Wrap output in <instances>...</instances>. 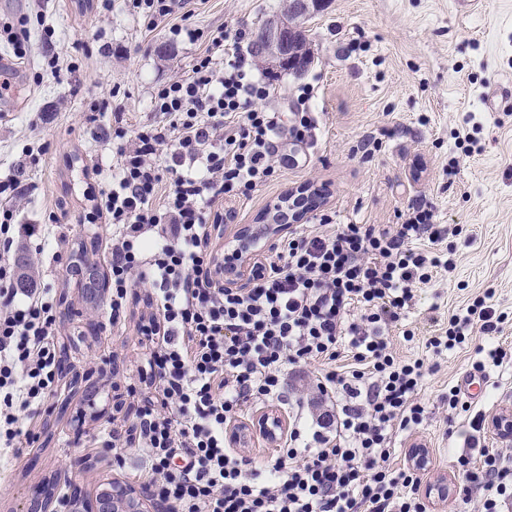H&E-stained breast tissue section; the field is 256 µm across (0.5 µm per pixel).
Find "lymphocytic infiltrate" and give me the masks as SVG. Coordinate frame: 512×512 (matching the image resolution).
Instances as JSON below:
<instances>
[{
    "label": "lymphocytic infiltrate",
    "mask_w": 512,
    "mask_h": 512,
    "mask_svg": "<svg viewBox=\"0 0 512 512\" xmlns=\"http://www.w3.org/2000/svg\"><path fill=\"white\" fill-rule=\"evenodd\" d=\"M168 32L206 49L187 75L156 89L159 122L131 136L115 112L116 173L86 215L112 227L104 246L110 325L125 327L141 284L155 325L145 335L136 420L104 428V447L144 455L145 486L163 512H427L415 495L421 465L388 464L394 435L424 419L427 370L394 356L389 332L413 306L416 286L451 267L434 208L409 204L391 228L337 226L321 214L323 231L289 230L249 287H225L210 228L223 223L226 204L250 198L287 166L282 131L301 143L314 136L312 89L298 87L282 121L266 105L272 85L243 47L245 30L174 24ZM22 192L17 179L0 181V447L16 453L30 441L26 419L58 384L56 291L16 287L9 255L46 234L17 223L12 202ZM503 321L478 299L427 344L451 350L472 330L500 333ZM344 351L354 364L342 369ZM311 363L320 366L326 411L295 417L275 456H241L232 420L247 403L281 400L289 369ZM458 464L481 492L479 512L512 501V458L487 452Z\"/></svg>",
    "instance_id": "obj_1"
}]
</instances>
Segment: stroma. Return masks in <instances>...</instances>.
Listing matches in <instances>:
<instances>
[{
    "instance_id": "35a3bbf8",
    "label": "stroma",
    "mask_w": 512,
    "mask_h": 512,
    "mask_svg": "<svg viewBox=\"0 0 512 512\" xmlns=\"http://www.w3.org/2000/svg\"><path fill=\"white\" fill-rule=\"evenodd\" d=\"M192 9L191 27L206 31L232 22L252 37L284 2L194 0ZM22 16L32 19L31 55L11 69L14 95L0 98V180L13 176L27 189L16 204L20 223H53L71 244H84L87 262L103 276L107 226L81 217L101 180L112 175V111L122 107L134 127L159 121L152 107L156 86L187 74L198 47L186 40L170 46L167 24L146 30L126 0H112L111 10L98 16L80 0H0V25ZM305 27L313 61L300 74L276 71L268 104L289 115L295 89L312 86L316 136L300 144L283 133L279 150L295 155L297 164L232 205V222L213 228L211 240L223 248L236 225L254 224L271 201L302 184L326 185L322 210L335 213L340 224H394L409 204L423 200L440 224L460 228L452 239L451 270L417 288L410 313L390 332L397 356L433 367L420 393L425 419L412 433L397 434L390 464L406 465L411 448H427L422 483L444 477L450 488L447 500L428 505V512H477L479 493L466 491L458 455L486 448L512 456V446L494 429L473 425L477 415L490 419L512 410V358L496 366L481 356L497 345L512 346V108L493 111L485 101L495 85L512 82V0H485L464 16L455 0H328ZM46 28L53 32L59 71L37 85ZM469 114L470 125L464 121ZM42 145L46 154L33 160L29 149ZM54 252L50 246L25 256L57 292L58 346L68 354V369L47 404L67 410L49 428L44 414L29 420L31 444L0 467V512H26L36 488L54 486L60 469L70 472L72 489L84 498L109 474L113 452L98 438L103 420L75 427L88 398L85 387L73 386V372L92 371L100 383L97 404L126 423H133L138 407L126 390L145 351L136 320L146 310L147 289L137 291L133 321L114 329L77 289L70 260L54 259ZM484 296L505 317L501 333L474 335L439 355L427 348L450 316ZM408 330L413 339L405 338ZM479 364L487 376L483 390L468 394L469 412L449 413L442 396ZM316 376L312 365L290 372L287 404H248L233 428L271 411L292 423L290 402L310 394ZM78 431L83 437L76 445Z\"/></svg>"
}]
</instances>
